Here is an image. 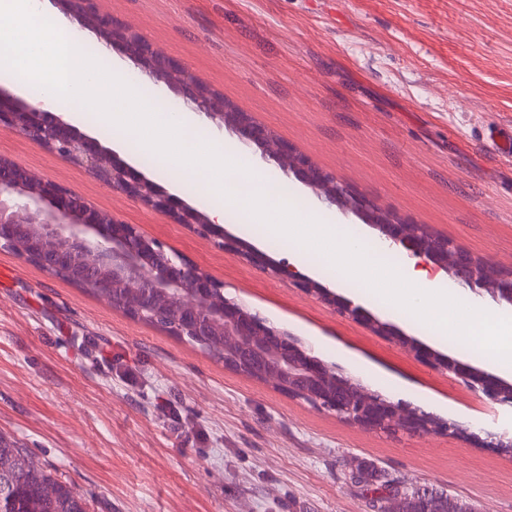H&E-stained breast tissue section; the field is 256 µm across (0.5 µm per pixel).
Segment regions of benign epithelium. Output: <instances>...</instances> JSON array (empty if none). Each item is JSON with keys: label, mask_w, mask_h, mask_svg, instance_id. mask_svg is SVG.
Masks as SVG:
<instances>
[{"label": "benign epithelium", "mask_w": 512, "mask_h": 512, "mask_svg": "<svg viewBox=\"0 0 512 512\" xmlns=\"http://www.w3.org/2000/svg\"><path fill=\"white\" fill-rule=\"evenodd\" d=\"M63 12L80 18V28H91L107 46L120 40L123 57L133 70L162 82L182 97L183 105L236 136L244 146L256 147L261 161L286 178H294L315 193L326 207L351 212L375 231L374 240L404 251L443 271L475 296L512 306V270L474 256L423 224L402 218L388 222L374 201L354 192L305 154L277 138L245 112H226L221 98L174 58L155 50L136 34L113 27L86 8L89 0H54ZM20 134L38 146L85 166L110 188L137 199L154 211L193 228L203 237L217 238L226 251L243 255L274 278L308 294L336 304L338 312L356 320L370 314L352 299L330 290L295 267L273 261L267 253L242 249L239 238L211 222L204 212L176 193L161 190L150 178L124 162L99 139L77 133L62 113L35 100L3 102L0 92V130ZM0 249L48 273L84 288L112 309L139 322L158 327L203 350L220 349L224 368L246 378L269 383L279 392L302 400L318 411L377 432L476 436L457 422L420 409L408 408L372 391L342 369L314 354L295 338L235 298L175 250L143 236L134 226L90 206L76 191L36 176L0 159ZM397 341L417 358L460 377L475 394L512 407V383L464 365L416 339L400 335ZM483 444L512 450V431L483 430ZM419 498L420 512H440L432 488L396 481L377 495L376 512H393V498Z\"/></svg>", "instance_id": "benign-epithelium-1"}]
</instances>
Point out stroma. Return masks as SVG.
Masks as SVG:
<instances>
[{"label": "stroma", "instance_id": "stroma-1", "mask_svg": "<svg viewBox=\"0 0 512 512\" xmlns=\"http://www.w3.org/2000/svg\"><path fill=\"white\" fill-rule=\"evenodd\" d=\"M189 67L322 169L512 269V0H91ZM0 159L76 190L176 250L372 390L472 431L512 426L395 333L483 368L419 324L390 334L281 282L112 190L84 166L0 131ZM0 438L35 455L89 512H366L369 468L512 512V454L467 437L368 432L113 311L0 250Z\"/></svg>", "mask_w": 512, "mask_h": 512}]
</instances>
